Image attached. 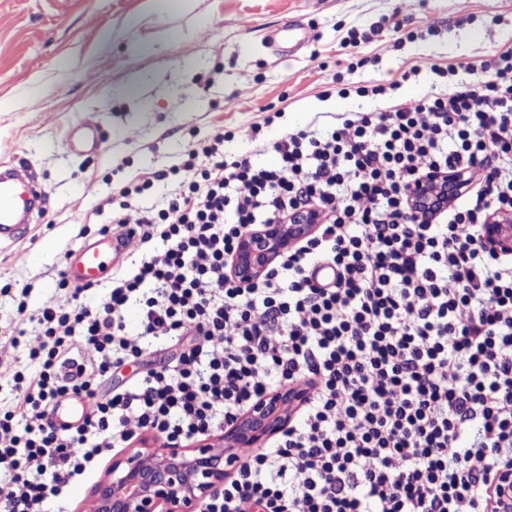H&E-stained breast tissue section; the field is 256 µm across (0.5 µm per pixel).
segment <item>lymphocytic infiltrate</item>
<instances>
[{
  "mask_svg": "<svg viewBox=\"0 0 512 512\" xmlns=\"http://www.w3.org/2000/svg\"><path fill=\"white\" fill-rule=\"evenodd\" d=\"M482 66L483 82L441 67L449 91L288 132L273 166L227 158L216 132L160 172L176 188L158 207L130 204L147 178L105 198L150 250L99 306L73 286L35 314L38 371L15 374L0 415V512H43L118 444L186 445L283 389L302 395L286 428L234 457L200 512H496L512 490V257L479 233L512 211V51ZM456 169L471 190L414 213L410 185ZM302 212L314 235L231 278L244 235ZM155 341L168 364L95 400L98 377ZM67 395L95 404L63 430L49 412Z\"/></svg>",
  "mask_w": 512,
  "mask_h": 512,
  "instance_id": "f902f5d3",
  "label": "lymphocytic infiltrate"
}]
</instances>
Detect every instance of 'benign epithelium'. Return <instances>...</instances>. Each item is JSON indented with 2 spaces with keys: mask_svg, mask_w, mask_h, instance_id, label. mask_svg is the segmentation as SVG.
Returning <instances> with one entry per match:
<instances>
[{
  "mask_svg": "<svg viewBox=\"0 0 512 512\" xmlns=\"http://www.w3.org/2000/svg\"><path fill=\"white\" fill-rule=\"evenodd\" d=\"M467 186L466 174L448 180L435 175L409 188L415 209L430 206ZM316 230V225L265 224L245 236L231 263L237 279L255 280L273 262L285 243L296 242ZM481 242L498 255L512 254V212L490 215L481 230ZM288 401L280 394L266 398L242 422L203 439L200 446L153 445L144 439L129 449L94 488V512H198L202 501L223 487L224 444L246 437L257 442L273 434L278 425L274 409Z\"/></svg>",
  "mask_w": 512,
  "mask_h": 512,
  "instance_id": "7a95c632",
  "label": "benign epithelium"
}]
</instances>
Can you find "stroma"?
<instances>
[{
  "mask_svg": "<svg viewBox=\"0 0 512 512\" xmlns=\"http://www.w3.org/2000/svg\"><path fill=\"white\" fill-rule=\"evenodd\" d=\"M143 0H0V164L24 163L47 198L24 238L0 243V409L14 406L15 372L25 370L34 311L59 296L68 250L95 239L94 206L128 182L176 163L189 143L224 129V149L271 165L286 131L373 100L340 98L337 83L401 81L400 95L424 94L432 65L467 62L486 79L491 55L512 50V0H172L128 21ZM397 17L409 37L382 27ZM300 19L313 37L295 56L266 35ZM281 118L257 141L241 136L269 110ZM88 123L100 146L73 152Z\"/></svg>",
  "mask_w": 512,
  "mask_h": 512,
  "instance_id": "stroma-1",
  "label": "stroma"
}]
</instances>
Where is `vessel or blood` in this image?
<instances>
[{
  "label": "vessel or blood",
  "instance_id": "1",
  "mask_svg": "<svg viewBox=\"0 0 512 512\" xmlns=\"http://www.w3.org/2000/svg\"><path fill=\"white\" fill-rule=\"evenodd\" d=\"M311 37L308 27L291 22L268 36L266 46L279 54L294 52L306 46ZM44 196V188L25 172L0 165V240L19 238L22 226L38 210ZM133 243L129 234L107 233L69 250L64 265L67 280L80 286L100 282L121 262Z\"/></svg>",
  "mask_w": 512,
  "mask_h": 512
}]
</instances>
